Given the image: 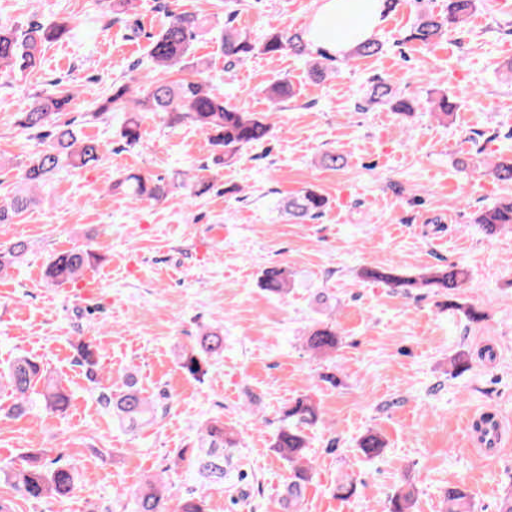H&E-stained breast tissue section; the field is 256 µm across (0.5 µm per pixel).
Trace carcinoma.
I'll return each mask as SVG.
<instances>
[{
	"label": "carcinoma",
	"instance_id": "carcinoma-1",
	"mask_svg": "<svg viewBox=\"0 0 512 512\" xmlns=\"http://www.w3.org/2000/svg\"><path fill=\"white\" fill-rule=\"evenodd\" d=\"M476 0H448V11L442 15L424 14L419 16L407 36V40L424 45L431 44L447 34L451 27L463 24L473 9ZM168 21L153 37L150 50L152 70L161 78L146 84L141 90L142 97L135 101V107L128 108L126 95L129 87L112 84V92L102 99L98 110L92 113L94 119H104L114 112H124L121 137L125 145L134 147L140 143V119L137 112H158L167 116L172 124L185 119L195 124L208 138L213 151L220 152L224 159L233 158L244 147L270 136L274 124L269 121L282 104L293 97L285 79H276L265 89L270 103L267 112H242L224 102V97L207 85V79H168L174 71L185 68L191 57L192 42L204 21L196 15L176 13L168 9ZM234 14H227L224 20L223 52L226 67L232 68L244 63L255 51L271 57L288 51L296 56L311 54V44L302 32L275 29L260 44L251 42L233 26ZM73 28L66 21L52 25L29 23L20 28L0 26V79L8 78L16 71L36 66L38 54L45 43L57 42L72 33ZM381 43L376 39L356 42L350 50L355 57H367L379 53ZM319 59L310 69L313 80H325L334 68L336 57L326 51L318 52ZM76 96L72 88L61 80L53 84V90L43 97L36 106L21 113L18 125L33 132L41 139L43 148L36 152L25 165L23 183L14 194L0 201V224H10L36 201L35 191L50 181L65 168L82 169L99 161L96 140L81 137L70 122L59 121L61 114L71 111ZM373 104H386L395 112L411 114L413 104L397 96L391 84L379 79L357 109L365 110ZM456 103L442 94L431 101V113L439 120L447 119L455 111ZM491 173L503 183L512 182V160H499L492 164ZM181 187L194 200L201 198L211 183L203 176H195ZM112 189L123 193L134 202L144 199L160 201L168 190L160 181L140 173H128L112 184ZM328 206V199L315 191L303 194L285 202L283 210L288 215L315 220ZM475 223L482 225L488 233H496L512 227V200L498 202L480 211ZM28 246L17 241L9 247L0 248V274L24 260ZM99 262V257L87 249H71L53 254L46 266V278L53 286L75 284ZM366 280L382 283L399 289L410 296L414 291L428 288L448 294V306L454 307V299L467 278V272L453 264L434 267L418 274L405 272L398 265L366 268L362 271ZM261 285L272 295L288 293L290 274L280 265L264 269ZM307 347L315 354H327L336 349V326L319 323L308 334ZM224 353V337L216 331H205L179 355L182 370L195 379L207 375L211 362ZM76 362L85 367L87 378L100 385L99 402L112 414L120 427L133 431L156 420L157 406L151 403L129 379L120 387L104 385L100 373L104 371L102 349L91 341L79 340L76 345ZM0 392L7 394L11 405L0 412L6 416H21L30 406L41 405L53 413H64L70 406V395L61 379L51 375L34 357L21 354L0 371ZM321 421L319 407L310 396L303 395L284 407L281 426L271 444L272 450L286 462L288 481L283 491L285 512H302V505L308 484L312 480L313 465L308 454L305 429ZM239 447L236 433L224 426V420L213 418L206 422L198 446L181 449L176 459L185 458L186 452L194 454L192 464L201 487L227 483L231 490L236 485L230 482L228 466L232 453ZM385 442L377 435H368L359 442V451L368 458L383 454ZM51 450L36 448L28 455V463L20 467L11 464L0 466V480L7 484L15 497L23 500L40 501L47 498L61 500L72 490L76 480V468L61 458H49ZM165 483L156 476L148 477L134 496L132 512H164ZM414 491L398 488L389 499L388 512H410L414 503ZM443 512H472L469 494L458 485H452L443 492ZM178 512H207L204 492L192 491L181 500Z\"/></svg>",
	"mask_w": 512,
	"mask_h": 512
}]
</instances>
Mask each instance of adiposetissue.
Instances as JSON below:
<instances>
[{
    "label": "adipose tissue",
    "mask_w": 512,
    "mask_h": 512,
    "mask_svg": "<svg viewBox=\"0 0 512 512\" xmlns=\"http://www.w3.org/2000/svg\"><path fill=\"white\" fill-rule=\"evenodd\" d=\"M382 21L381 0H320L308 38L313 46L340 56L354 40L371 37Z\"/></svg>",
    "instance_id": "1"
}]
</instances>
